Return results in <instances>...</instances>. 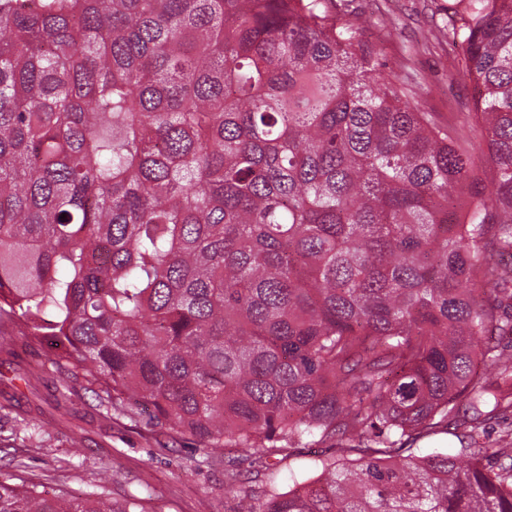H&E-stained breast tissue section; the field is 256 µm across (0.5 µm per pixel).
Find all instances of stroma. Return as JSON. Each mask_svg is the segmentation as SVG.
<instances>
[{
    "instance_id": "1",
    "label": "stroma",
    "mask_w": 512,
    "mask_h": 512,
    "mask_svg": "<svg viewBox=\"0 0 512 512\" xmlns=\"http://www.w3.org/2000/svg\"><path fill=\"white\" fill-rule=\"evenodd\" d=\"M350 19L411 101L439 124L481 141L474 87L459 75V49L443 32L448 0H354ZM43 358V348L25 346L17 337L0 340V474H19L50 492L78 495L99 481L106 462L112 468L113 503L137 497L147 512H197L203 497L210 512H236L241 494L253 489L250 481L228 482L223 465L201 461L197 441L173 435L149 415L133 421L108 416L85 382L52 370L29 376L30 365ZM63 390L70 400L60 407L56 397ZM23 417L35 419L40 433L16 432L15 421ZM76 439L84 446L79 467L71 454ZM332 451V443L313 441L290 449L277 465L278 490L316 475L317 460Z\"/></svg>"
}]
</instances>
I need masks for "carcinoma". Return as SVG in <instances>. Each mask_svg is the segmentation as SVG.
I'll return each mask as SVG.
<instances>
[{"instance_id":"1","label":"carcinoma","mask_w":512,"mask_h":512,"mask_svg":"<svg viewBox=\"0 0 512 512\" xmlns=\"http://www.w3.org/2000/svg\"><path fill=\"white\" fill-rule=\"evenodd\" d=\"M352 0H0V323L64 344L238 512H512V0H451L487 163L384 75ZM462 430L460 454L411 445ZM0 477V512L114 506ZM334 442L309 441L300 448H291L289 456L277 464L279 470L276 478L279 491H288L294 481L317 475L316 461L333 452Z\"/></svg>"}]
</instances>
